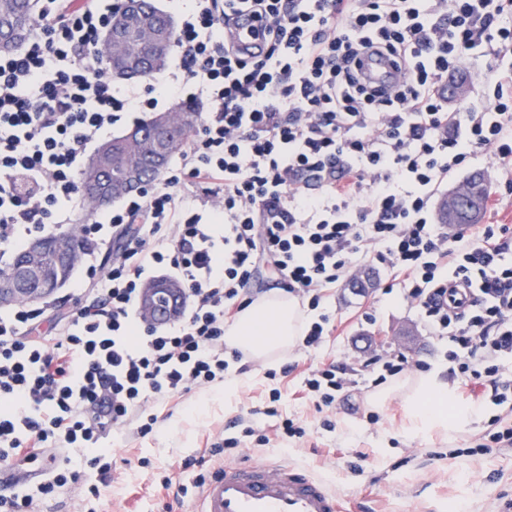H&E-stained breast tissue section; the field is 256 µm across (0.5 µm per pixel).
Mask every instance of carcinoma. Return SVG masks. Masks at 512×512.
<instances>
[{
    "label": "carcinoma",
    "instance_id": "carcinoma-1",
    "mask_svg": "<svg viewBox=\"0 0 512 512\" xmlns=\"http://www.w3.org/2000/svg\"><path fill=\"white\" fill-rule=\"evenodd\" d=\"M145 17L157 28L167 34V41H173L175 25L173 17L158 10L151 0H144ZM36 25V15L28 0H0V34L5 44H15L21 48L29 39ZM129 57L132 68L144 74H151L162 68L167 57L151 59L141 55L139 45L133 43L129 47ZM189 117V121L171 131V153L174 157L183 152L189 137L194 132L200 117V107L196 104L184 103L176 108ZM135 166L140 169L142 176L153 179L156 168L145 160V154H138L128 148L125 136L116 137L103 143L88 160L80 173L81 186L84 195L92 209L96 212L105 207L97 193L102 184L112 185L124 181L127 169ZM46 247L36 260L41 279L44 281L68 282L74 272L73 263L64 264L60 261L54 248V239L50 234L44 235Z\"/></svg>",
    "mask_w": 512,
    "mask_h": 512
}]
</instances>
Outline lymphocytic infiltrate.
Listing matches in <instances>:
<instances>
[{
    "instance_id": "lymphocytic-infiltrate-1",
    "label": "lymphocytic infiltrate",
    "mask_w": 512,
    "mask_h": 512,
    "mask_svg": "<svg viewBox=\"0 0 512 512\" xmlns=\"http://www.w3.org/2000/svg\"><path fill=\"white\" fill-rule=\"evenodd\" d=\"M114 0H40L35 34L0 54V246L14 249L69 221L89 147L123 114L161 100L206 103L168 177L82 225L89 304L34 335L36 310L0 314V461L32 449H88L112 428L156 422L145 406L223 381L239 350L224 325L257 293L261 266L313 318L299 346L317 353L330 318L324 288L380 264L473 402L512 405V225L477 236L434 224L448 175L493 153L512 189V64L493 92L449 111L457 60L512 51V0H194L173 40L177 72L116 91L97 53ZM252 22L253 45L234 32ZM381 57L386 88L364 77ZM183 287L163 327L139 322L157 271ZM356 385L318 362L304 379L325 406Z\"/></svg>"
}]
</instances>
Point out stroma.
<instances>
[{"instance_id": "1", "label": "stroma", "mask_w": 512, "mask_h": 512, "mask_svg": "<svg viewBox=\"0 0 512 512\" xmlns=\"http://www.w3.org/2000/svg\"><path fill=\"white\" fill-rule=\"evenodd\" d=\"M478 170L487 174L493 190L482 223L512 225V193L503 189L506 173L489 156L449 176L440 194L463 185ZM369 273V287L347 281L325 289L321 309L330 316L332 332L317 356L293 347L287 355L251 361L244 372H229L232 393L217 384L151 403L148 410L158 421L150 434L138 435L127 425L101 441V450L112 457L110 480H102L81 456L71 455L68 467L78 474L77 483L36 500V512H194L199 496L191 486L197 476H211L216 466L208 462L197 471L182 464L205 454L217 436L240 439L234 461L250 457L299 465L340 495L362 497L366 512H448L453 503L464 512H505L512 502V449L455 459L448 455L468 447L494 417L505 416V409L486 404L451 437L437 432L414 437L407 431L402 395L381 406L372 404L377 389L367 360L402 353L432 370L443 366L445 345L394 288L389 270L373 266ZM371 310L376 319L369 322L364 314ZM317 357L356 371L359 385L352 405L320 408L306 398L304 372ZM275 389L281 399L273 403L269 395ZM272 406L277 409L273 418L265 414ZM285 418L303 422L306 435L285 443L271 438L262 445L244 434L248 425L269 434L275 421Z\"/></svg>"}]
</instances>
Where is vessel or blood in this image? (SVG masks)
I'll return each instance as SVG.
<instances>
[{"label": "vessel or blood", "mask_w": 512, "mask_h": 512, "mask_svg": "<svg viewBox=\"0 0 512 512\" xmlns=\"http://www.w3.org/2000/svg\"><path fill=\"white\" fill-rule=\"evenodd\" d=\"M196 512H348L344 500L305 469L284 461L224 466L203 486Z\"/></svg>", "instance_id": "1"}]
</instances>
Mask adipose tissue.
<instances>
[{
    "mask_svg": "<svg viewBox=\"0 0 512 512\" xmlns=\"http://www.w3.org/2000/svg\"><path fill=\"white\" fill-rule=\"evenodd\" d=\"M304 312L297 298L274 290L242 310L224 329L228 348L239 349L257 359L287 353L297 344ZM410 415V432L421 436L437 431L452 434L472 420L476 412L454 401V390L442 369L419 376L404 389Z\"/></svg>",
    "mask_w": 512,
    "mask_h": 512,
    "instance_id": "1",
    "label": "adipose tissue"
}]
</instances>
